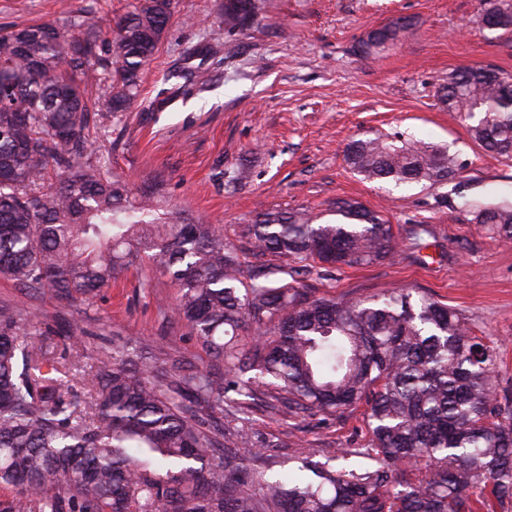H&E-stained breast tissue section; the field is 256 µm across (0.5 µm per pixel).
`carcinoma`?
Wrapping results in <instances>:
<instances>
[{
  "label": "carcinoma",
  "mask_w": 512,
  "mask_h": 512,
  "mask_svg": "<svg viewBox=\"0 0 512 512\" xmlns=\"http://www.w3.org/2000/svg\"><path fill=\"white\" fill-rule=\"evenodd\" d=\"M512 29V0H488ZM174 0H137L112 24L67 18L0 35V276L87 307L134 260L178 288L173 313L220 367L155 347L65 354L0 307V512H476L512 509V391L498 389L494 348L466 318L415 288L368 299L317 296L299 279L393 260L382 214L336 200V221L262 209L243 226L249 248L154 190L131 196L91 139L95 112L138 104L141 72L174 16ZM261 0H219L230 29ZM411 23L374 29L358 52L401 44ZM463 67L438 99L485 151L512 159V75ZM96 82L98 110L92 108ZM349 169L397 186L455 178L449 150L400 135L362 134ZM474 222L512 240V203L474 205ZM426 224L409 231L426 246ZM282 264L248 268L245 251ZM303 420L365 406L368 440L319 449L283 482L265 476V445L247 401Z\"/></svg>",
  "instance_id": "carcinoma-1"
}]
</instances>
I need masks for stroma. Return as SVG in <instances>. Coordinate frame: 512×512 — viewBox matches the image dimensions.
I'll return each mask as SVG.
<instances>
[{"label":"stroma","mask_w":512,"mask_h":512,"mask_svg":"<svg viewBox=\"0 0 512 512\" xmlns=\"http://www.w3.org/2000/svg\"><path fill=\"white\" fill-rule=\"evenodd\" d=\"M132 0H0V28L63 22L79 14L116 20ZM479 0H264L248 30L225 27L214 0H177L155 58L141 76V102L101 134L114 172L133 193L160 187L171 201L203 216L240 242L259 208H305L330 220L329 205L355 198L381 212L398 236L426 224L431 244L402 247L394 260L307 278L337 296L367 298L416 288L458 308L495 349L500 386L512 385V241L473 223L475 203L512 201V160L486 153L466 125L444 110L437 91L464 65L512 74V31L476 19ZM405 17L412 33L369 56L356 46L369 31ZM209 40L218 57L185 59ZM413 135L448 147L456 177L434 185L397 186L354 175L343 160L363 133ZM247 159L249 177L235 188L227 168ZM177 290L148 265H133L93 308L64 307L47 291L33 294L0 277V305L21 310L28 330L164 345L205 367L211 358L173 315ZM252 427L275 445L273 470L287 475L307 452L365 442L360 412L320 427L255 413Z\"/></svg>","instance_id":"1"}]
</instances>
